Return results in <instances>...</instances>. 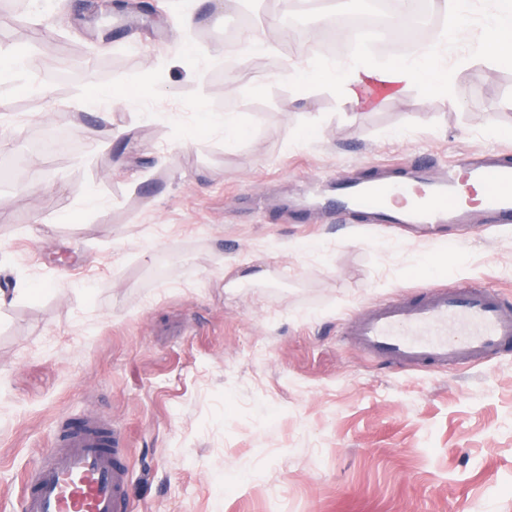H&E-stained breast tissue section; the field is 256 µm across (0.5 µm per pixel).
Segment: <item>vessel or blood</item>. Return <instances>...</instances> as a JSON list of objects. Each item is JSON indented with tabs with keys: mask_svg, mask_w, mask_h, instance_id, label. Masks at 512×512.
Segmentation results:
<instances>
[{
	"mask_svg": "<svg viewBox=\"0 0 512 512\" xmlns=\"http://www.w3.org/2000/svg\"><path fill=\"white\" fill-rule=\"evenodd\" d=\"M415 196L407 208L395 199ZM512 224V157L502 150L456 155L446 174L409 180L341 181L330 209L377 224L471 223L472 203ZM352 345L391 364L445 369L485 364L512 352V303L481 285L423 284L418 298L371 305L347 320ZM120 430L61 424L55 443L24 481L19 512H129Z\"/></svg>",
	"mask_w": 512,
	"mask_h": 512,
	"instance_id": "vessel-or-blood-1",
	"label": "vessel or blood"
}]
</instances>
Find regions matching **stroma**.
<instances>
[{"label": "stroma", "mask_w": 512, "mask_h": 512, "mask_svg": "<svg viewBox=\"0 0 512 512\" xmlns=\"http://www.w3.org/2000/svg\"><path fill=\"white\" fill-rule=\"evenodd\" d=\"M21 2L0 40L35 58L0 83V144L29 154L0 191V512L64 417L125 435L130 512H512V353L399 370L344 334L429 280L512 300V224L437 243L315 206L338 178L512 146V67L458 70L454 110L415 85L353 116L286 79L330 43L290 0ZM245 14L291 33L251 53L226 37ZM50 48L81 71L59 79Z\"/></svg>", "instance_id": "stroma-1"}]
</instances>
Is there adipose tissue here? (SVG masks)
I'll return each instance as SVG.
<instances>
[{"mask_svg": "<svg viewBox=\"0 0 512 512\" xmlns=\"http://www.w3.org/2000/svg\"><path fill=\"white\" fill-rule=\"evenodd\" d=\"M480 40L477 55L487 59H512V0H499L497 6L480 13ZM307 81L333 84L342 105L357 112L368 105L376 93L403 95L413 84L422 81L439 92H449L455 70L443 51L411 46L406 58L373 66H347L339 59L310 63L303 69Z\"/></svg>", "mask_w": 512, "mask_h": 512, "instance_id": "obj_1", "label": "adipose tissue"}]
</instances>
